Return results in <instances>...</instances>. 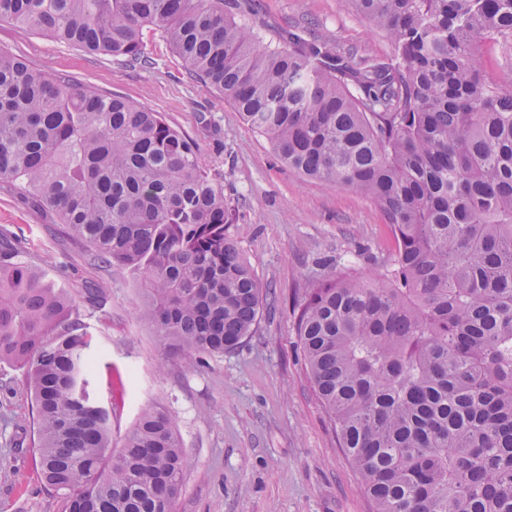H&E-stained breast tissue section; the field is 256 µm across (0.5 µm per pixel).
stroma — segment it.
I'll use <instances>...</instances> for the list:
<instances>
[{"label":"stroma","instance_id":"35a3bbf8","mask_svg":"<svg viewBox=\"0 0 512 512\" xmlns=\"http://www.w3.org/2000/svg\"><path fill=\"white\" fill-rule=\"evenodd\" d=\"M255 10L270 30L300 28L362 55L391 50L344 0H256ZM144 42L148 62L140 65L0 24V47L159 112L196 142L201 163L224 188L228 230L262 286L252 336L221 357L174 352L141 319L142 293L130 272L94 263L64 225L4 183L0 228L23 260L70 292L94 337L97 392L112 403L114 436L145 407L172 418L191 459L174 512H373L313 391L294 307L306 282L324 274V260L340 271H379L393 248L386 219L355 190L288 170L225 99L187 73L160 34L145 31ZM90 285L104 292L99 305L81 297ZM32 421L23 372L0 365V512H56L33 448L13 445L31 433Z\"/></svg>","mask_w":512,"mask_h":512}]
</instances>
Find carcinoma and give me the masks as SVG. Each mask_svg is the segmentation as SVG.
<instances>
[{
	"mask_svg": "<svg viewBox=\"0 0 512 512\" xmlns=\"http://www.w3.org/2000/svg\"><path fill=\"white\" fill-rule=\"evenodd\" d=\"M385 58L296 32L264 40L251 0H0V24L148 62L156 31L281 162L350 187L395 250L377 278L310 281L296 334L314 392L375 512H512V0H346ZM0 181L137 276L169 346L222 357L262 289L224 224V188L159 113L0 48ZM0 239V364L23 370L33 447L58 512H174L190 464L172 419L142 410L112 444L92 336L69 295Z\"/></svg>",
	"mask_w": 512,
	"mask_h": 512,
	"instance_id": "carcinoma-1",
	"label": "carcinoma"
}]
</instances>
